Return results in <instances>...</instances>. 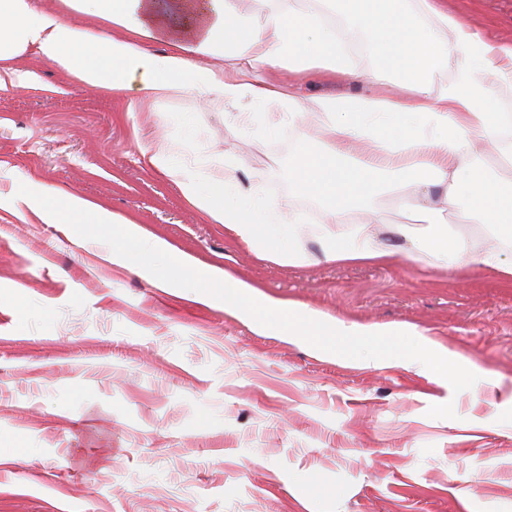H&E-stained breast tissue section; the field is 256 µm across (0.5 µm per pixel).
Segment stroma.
<instances>
[{
  "instance_id": "obj_1",
  "label": "stroma",
  "mask_w": 512,
  "mask_h": 512,
  "mask_svg": "<svg viewBox=\"0 0 512 512\" xmlns=\"http://www.w3.org/2000/svg\"><path fill=\"white\" fill-rule=\"evenodd\" d=\"M485 39L512 43V0H447ZM0 90V512H512V284L426 256L324 261V213L291 160L325 118L265 127L243 99L189 95L127 111L119 95L33 58ZM163 125H154L153 114ZM300 214L299 262L211 223L141 151ZM101 204L264 293L346 322L410 323L478 377L456 393L411 360L323 354L260 334L223 302L112 264L114 224L19 218L17 188ZM379 240L425 223L409 188L378 198Z\"/></svg>"
}]
</instances>
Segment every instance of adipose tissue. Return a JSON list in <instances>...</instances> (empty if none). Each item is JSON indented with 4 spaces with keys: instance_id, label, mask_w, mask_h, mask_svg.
<instances>
[{
    "instance_id": "1",
    "label": "adipose tissue",
    "mask_w": 512,
    "mask_h": 512,
    "mask_svg": "<svg viewBox=\"0 0 512 512\" xmlns=\"http://www.w3.org/2000/svg\"><path fill=\"white\" fill-rule=\"evenodd\" d=\"M340 2L353 31L370 38L369 63L351 55L349 36L337 33L317 0H253L247 13L241 0H63L64 10L92 17L89 25L33 0H0V86L29 79L17 62L31 53L80 82L122 95L131 111L191 92L219 109L251 97L273 106L277 122L286 113H322L325 141L298 153L292 174L297 192L323 206L325 260L394 262L395 250L372 232L380 221L372 205L384 191L382 176L391 173L416 188L423 213L452 210L460 223L490 228L475 238L430 223L404 232L407 254L429 256L447 270L491 269L512 283V114L479 104L487 84L512 87V47L485 40L440 0ZM108 27L122 29V36L105 35ZM148 39L161 50L147 49ZM281 68L295 74V82L267 80V71ZM447 70L451 80L437 85ZM312 73L373 84L394 75L403 94L306 99L299 89ZM174 153L162 140L142 157L238 239L259 247L268 225L296 223V216H283L223 176L203 182L174 167ZM17 202L59 224L122 225L125 243L112 249L119 265L130 246L147 255L172 251L166 241L75 193L61 197L46 185L35 198L18 194ZM352 215L358 227L348 235L340 226Z\"/></svg>"
}]
</instances>
